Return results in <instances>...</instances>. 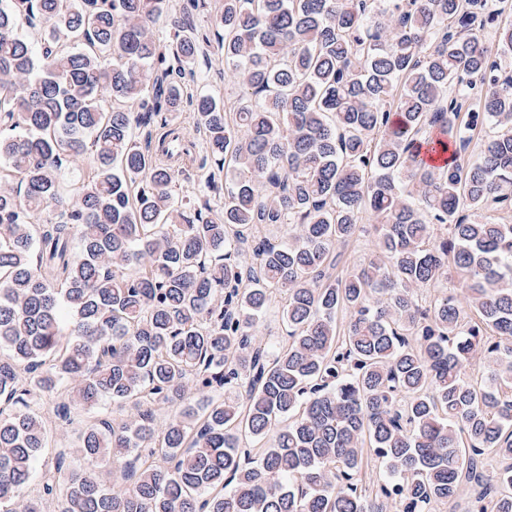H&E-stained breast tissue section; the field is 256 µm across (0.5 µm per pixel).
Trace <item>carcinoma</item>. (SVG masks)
<instances>
[{
    "label": "carcinoma",
    "instance_id": "obj_1",
    "mask_svg": "<svg viewBox=\"0 0 512 512\" xmlns=\"http://www.w3.org/2000/svg\"><path fill=\"white\" fill-rule=\"evenodd\" d=\"M511 11L220 0L212 40L156 34L167 0H0V512H431L464 484L512 512V75L487 40L512 52ZM211 48L231 109L193 90ZM381 227L379 221L372 218L365 224V237L362 238L361 245L357 251H348L346 254L347 265L350 268L357 266L365 254L374 248V243L378 240V231ZM283 300L277 297L268 309L259 329V336H285L286 327L282 320Z\"/></svg>",
    "mask_w": 512,
    "mask_h": 512
}]
</instances>
